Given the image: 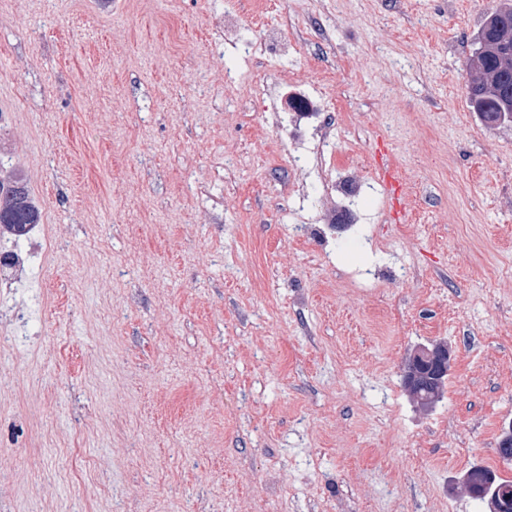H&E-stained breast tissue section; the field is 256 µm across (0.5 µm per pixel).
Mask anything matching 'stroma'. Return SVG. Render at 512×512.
Returning a JSON list of instances; mask_svg holds the SVG:
<instances>
[{"label":"stroma","mask_w":512,"mask_h":512,"mask_svg":"<svg viewBox=\"0 0 512 512\" xmlns=\"http://www.w3.org/2000/svg\"><path fill=\"white\" fill-rule=\"evenodd\" d=\"M251 2L0 0V163L48 243L0 280V512H488L464 473L512 480V128L468 99L500 0ZM296 88L340 112L322 156L276 133ZM382 184L388 195L397 194L395 216L401 224L407 223L410 217V206L407 197L401 192L402 178L399 171L393 167H388L381 175ZM450 362V353L443 347L421 349L416 351L407 361L404 369L403 384L407 391L419 398L424 404H433L439 397L444 383H428L447 374Z\"/></svg>","instance_id":"stroma-1"}]
</instances>
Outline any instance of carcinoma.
<instances>
[{
  "label": "carcinoma",
  "mask_w": 512,
  "mask_h": 512,
  "mask_svg": "<svg viewBox=\"0 0 512 512\" xmlns=\"http://www.w3.org/2000/svg\"><path fill=\"white\" fill-rule=\"evenodd\" d=\"M499 13L506 19L487 18L477 37L478 47L471 66L478 73L469 87L474 111L491 127H500L501 113L512 106V0H503ZM40 223V211L30 197L24 177L15 171L0 179V225L22 233ZM466 481L475 488L474 495L487 500L490 512H512V481L499 478L482 467L466 473Z\"/></svg>",
  "instance_id": "cac0c4a2"
}]
</instances>
